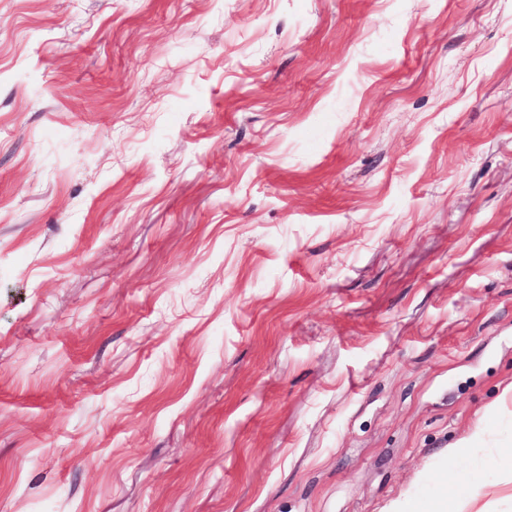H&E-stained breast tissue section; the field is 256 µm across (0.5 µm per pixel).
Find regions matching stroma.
Listing matches in <instances>:
<instances>
[{
  "label": "stroma",
  "mask_w": 512,
  "mask_h": 512,
  "mask_svg": "<svg viewBox=\"0 0 512 512\" xmlns=\"http://www.w3.org/2000/svg\"><path fill=\"white\" fill-rule=\"evenodd\" d=\"M510 387L512 0H0V512H512Z\"/></svg>",
  "instance_id": "1"
}]
</instances>
